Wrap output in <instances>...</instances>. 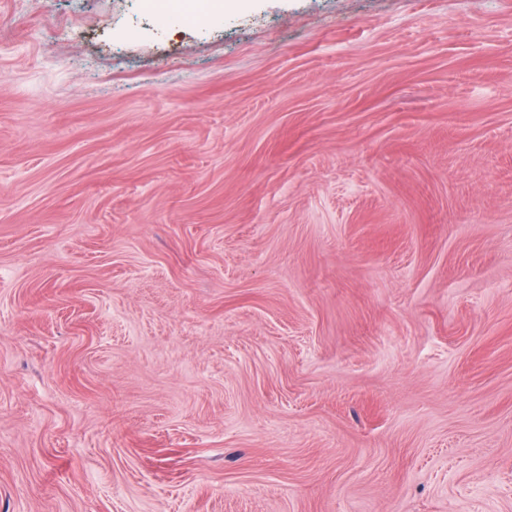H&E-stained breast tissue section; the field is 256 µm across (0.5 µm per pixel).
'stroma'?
Listing matches in <instances>:
<instances>
[{
	"mask_svg": "<svg viewBox=\"0 0 512 512\" xmlns=\"http://www.w3.org/2000/svg\"><path fill=\"white\" fill-rule=\"evenodd\" d=\"M0 512H512V0H0Z\"/></svg>",
	"mask_w": 512,
	"mask_h": 512,
	"instance_id": "stroma-1",
	"label": "stroma"
}]
</instances>
